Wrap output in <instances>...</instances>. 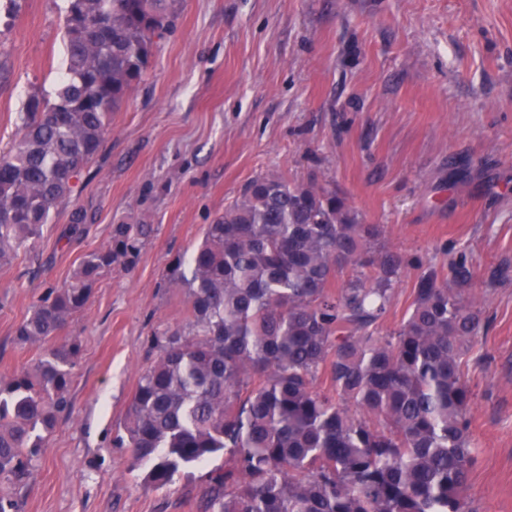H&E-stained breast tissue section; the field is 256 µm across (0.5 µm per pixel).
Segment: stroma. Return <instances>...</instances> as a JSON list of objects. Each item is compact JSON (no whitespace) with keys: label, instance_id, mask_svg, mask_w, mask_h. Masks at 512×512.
<instances>
[{"label":"stroma","instance_id":"1","mask_svg":"<svg viewBox=\"0 0 512 512\" xmlns=\"http://www.w3.org/2000/svg\"><path fill=\"white\" fill-rule=\"evenodd\" d=\"M66 6L19 0L0 19V151L32 93L55 97ZM272 171L336 190L404 258L444 268L466 253L485 327L461 362L466 498L512 512V0H179L70 201L0 266L1 377L43 355L15 329L46 289L112 225L153 227L135 267L105 273L65 330L81 344L70 405L28 478L0 477L17 512H203L223 456L156 487L118 438L155 337L185 324L169 262Z\"/></svg>","mask_w":512,"mask_h":512}]
</instances>
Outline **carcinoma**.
Segmentation results:
<instances>
[{
	"mask_svg": "<svg viewBox=\"0 0 512 512\" xmlns=\"http://www.w3.org/2000/svg\"><path fill=\"white\" fill-rule=\"evenodd\" d=\"M54 101L28 98L0 153V265L41 237L100 152L112 112L146 72L178 0H67ZM149 224H115L15 329L47 343L114 268L135 267ZM418 270L400 327L380 322L406 267ZM466 255L448 274L407 261L336 191L280 173L248 182L170 262L184 328L155 337L125 432L156 486L222 452L205 512H469L471 391L461 356L481 331ZM78 337L0 378V476L23 481L68 406ZM326 370L332 399L314 387ZM361 412L357 417L348 405Z\"/></svg>",
	"mask_w": 512,
	"mask_h": 512,
	"instance_id": "1",
	"label": "carcinoma"
}]
</instances>
